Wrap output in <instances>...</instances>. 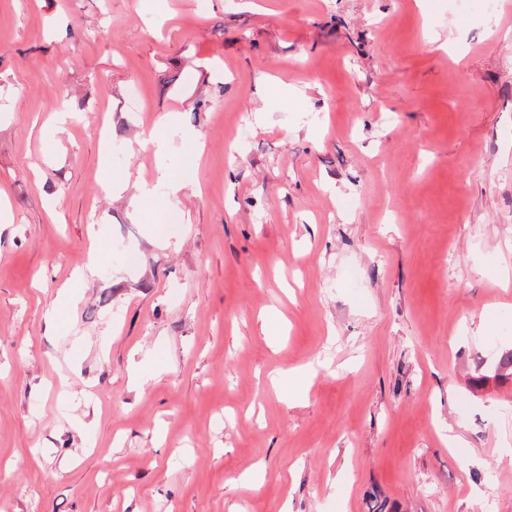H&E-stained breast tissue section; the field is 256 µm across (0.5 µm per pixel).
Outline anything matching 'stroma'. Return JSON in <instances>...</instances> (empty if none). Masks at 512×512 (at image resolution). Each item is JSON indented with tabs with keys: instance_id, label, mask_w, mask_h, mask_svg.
<instances>
[{
	"instance_id": "35a3bbf8",
	"label": "stroma",
	"mask_w": 512,
	"mask_h": 512,
	"mask_svg": "<svg viewBox=\"0 0 512 512\" xmlns=\"http://www.w3.org/2000/svg\"><path fill=\"white\" fill-rule=\"evenodd\" d=\"M510 354L512 0H0V512H512Z\"/></svg>"
}]
</instances>
